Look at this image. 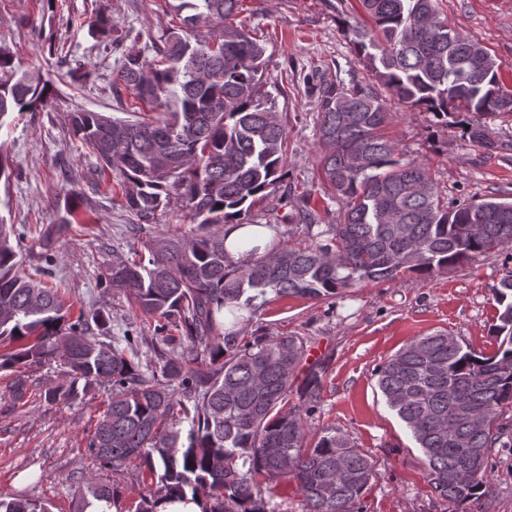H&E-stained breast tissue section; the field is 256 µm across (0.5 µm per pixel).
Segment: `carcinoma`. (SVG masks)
I'll use <instances>...</instances> for the list:
<instances>
[{
	"mask_svg": "<svg viewBox=\"0 0 512 512\" xmlns=\"http://www.w3.org/2000/svg\"><path fill=\"white\" fill-rule=\"evenodd\" d=\"M241 0H180L179 27L153 46L154 61L134 50L140 34L116 39L122 64L112 89L133 92L148 111L135 121L102 112L71 113L73 134L100 171L121 179V207L149 224L175 203L202 233L162 238L148 257L119 261L101 286L129 292L161 335L158 368L142 370L126 353L140 336L127 329L109 342L91 334L104 311L66 320L58 289L20 270L0 224V370L45 360L66 367L45 398L70 401L96 385L112 386L88 439L101 467L139 461L142 480L159 487L140 495L134 512H158L169 498L201 512H277L288 485L301 512H360L376 477L372 460L335 428L309 444V418L320 409L324 363L299 369L300 336L244 334L267 296L334 297L362 281L415 273L423 278L475 254L512 244V202H446L424 163L404 162L381 128L384 101L359 84L324 85L316 132L326 181L346 198L343 220L310 245L282 242L235 262L224 225L245 222L255 199L282 180L285 128L275 103L260 95L266 48L234 23ZM372 20L348 25L357 58L410 107L438 119L457 112L468 142L498 143L482 119L512 112L501 96L499 66L476 40L448 27L438 0H362ZM130 48H125L126 42ZM47 81L15 66L0 47V122L12 112L45 109ZM500 306L497 350L477 353L437 331L407 342L375 370L387 407L404 423L429 484L454 504L487 491L491 451L507 447L501 422L512 406V268L492 288ZM174 330L177 335H170ZM126 347L119 348V342ZM208 359L206 372L194 366ZM297 402L290 403L291 397ZM125 512L117 490L89 477L73 512ZM0 512H49L46 504L0 497Z\"/></svg>",
	"mask_w": 512,
	"mask_h": 512,
	"instance_id": "1",
	"label": "carcinoma"
}]
</instances>
